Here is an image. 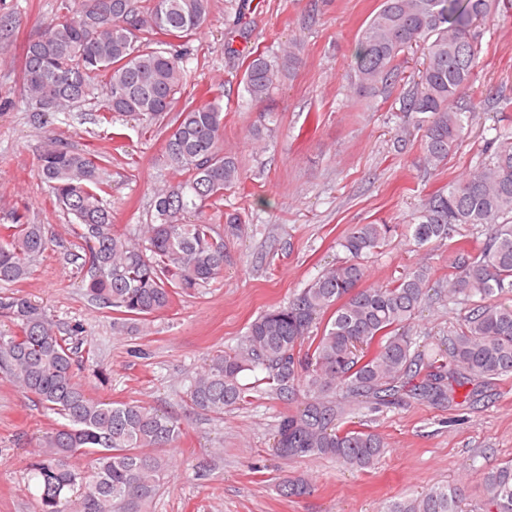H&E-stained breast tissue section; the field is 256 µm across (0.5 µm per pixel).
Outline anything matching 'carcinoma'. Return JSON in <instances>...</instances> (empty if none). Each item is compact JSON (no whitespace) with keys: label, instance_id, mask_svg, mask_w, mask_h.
Instances as JSON below:
<instances>
[{"label":"carcinoma","instance_id":"obj_1","mask_svg":"<svg viewBox=\"0 0 512 512\" xmlns=\"http://www.w3.org/2000/svg\"><path fill=\"white\" fill-rule=\"evenodd\" d=\"M502 0H380L363 22L348 82L371 97L391 88L405 52L419 48L421 69L404 92L405 125L421 133L424 164L441 171L463 141L472 112L457 99L472 84L481 51V22ZM211 0H72L68 14L41 26L25 47V97L43 112L77 107L105 81L107 111L149 129L170 112L164 154L182 176L154 193V216L138 238L112 224L103 193L107 168L47 136L37 157L38 177L74 217L85 245L86 293L118 315L114 327L142 325L177 299L220 278L227 244L247 232L242 213H224L217 228L207 209L224 192L241 188L242 160L224 151L223 96L185 101L188 45L206 24ZM243 56V89L268 98L299 63L293 48L271 56L257 47ZM456 242L448 290L434 291L431 268L417 264L395 279L363 287L365 259L401 234L416 247ZM489 233L477 237L481 229ZM346 258L325 268L282 306L259 315L237 346L217 350L187 376L191 406L223 415L246 403L255 387L242 383L260 372L282 399L303 397L275 430L276 452L288 459L328 457L364 471L385 452L384 438L340 426L348 414L406 398L458 405V391L512 375V127H494L481 159L461 179L426 194L408 223L354 224L339 243ZM49 247L42 224L24 215L0 225V284L28 277ZM467 301L471 309L448 335L418 341L409 333L426 304ZM0 376L61 419L42 436L27 464V489L39 512H148L171 467L163 450L180 438L177 419L140 402L88 396L80 382L83 360L74 337L62 332L25 295L0 296ZM87 457L85 468L78 460ZM281 494L311 491L301 477H284ZM463 489L433 485L419 496L392 501L383 512H460ZM476 512H512V460L484 474Z\"/></svg>","mask_w":512,"mask_h":512}]
</instances>
